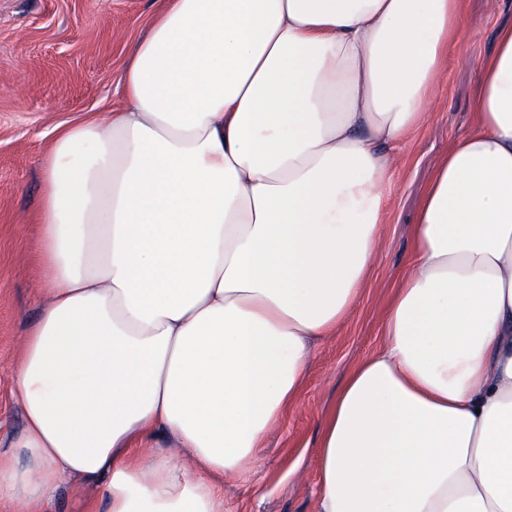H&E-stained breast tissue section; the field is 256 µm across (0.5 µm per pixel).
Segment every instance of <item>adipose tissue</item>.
I'll list each match as a JSON object with an SVG mask.
<instances>
[{"label":"adipose tissue","mask_w":512,"mask_h":512,"mask_svg":"<svg viewBox=\"0 0 512 512\" xmlns=\"http://www.w3.org/2000/svg\"><path fill=\"white\" fill-rule=\"evenodd\" d=\"M464 0H161L121 108L44 164L40 313L13 383L26 457L109 512H230L356 307ZM439 161L383 345L332 401L315 512H512V23Z\"/></svg>","instance_id":"obj_1"}]
</instances>
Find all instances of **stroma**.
I'll return each instance as SVG.
<instances>
[{"instance_id": "stroma-1", "label": "stroma", "mask_w": 512, "mask_h": 512, "mask_svg": "<svg viewBox=\"0 0 512 512\" xmlns=\"http://www.w3.org/2000/svg\"><path fill=\"white\" fill-rule=\"evenodd\" d=\"M156 0H0V442L23 429L12 371L40 308V201L44 161L65 126L119 107L131 42ZM463 59L448 63L435 117L405 144L388 194L384 241L369 283L335 335L315 341L305 384L268 435L250 487H228L237 512H314L322 419L350 367L382 343L386 306L412 250V226L440 158L471 129L478 64L512 22L503 0H466ZM51 512H108L101 487L62 480Z\"/></svg>"}]
</instances>
